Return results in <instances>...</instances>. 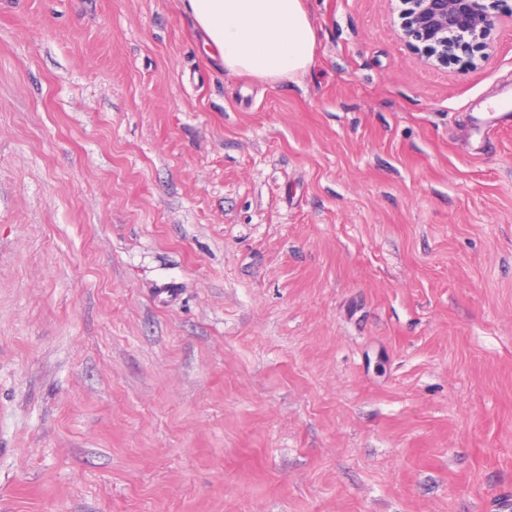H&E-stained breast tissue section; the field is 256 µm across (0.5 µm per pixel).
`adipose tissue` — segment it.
Wrapping results in <instances>:
<instances>
[{
	"label": "adipose tissue",
	"mask_w": 512,
	"mask_h": 512,
	"mask_svg": "<svg viewBox=\"0 0 512 512\" xmlns=\"http://www.w3.org/2000/svg\"><path fill=\"white\" fill-rule=\"evenodd\" d=\"M186 10L227 73L278 83L313 64L317 31L304 0H187Z\"/></svg>",
	"instance_id": "adipose-tissue-1"
}]
</instances>
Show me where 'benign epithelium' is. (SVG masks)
Listing matches in <instances>:
<instances>
[{
    "label": "benign epithelium",
    "mask_w": 512,
    "mask_h": 512,
    "mask_svg": "<svg viewBox=\"0 0 512 512\" xmlns=\"http://www.w3.org/2000/svg\"><path fill=\"white\" fill-rule=\"evenodd\" d=\"M401 36L424 61L470 67L491 51L496 24L512 22V0H401Z\"/></svg>",
    "instance_id": "obj_1"
}]
</instances>
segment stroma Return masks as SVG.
<instances>
[{
  "instance_id": "1",
  "label": "stroma",
  "mask_w": 512,
  "mask_h": 512,
  "mask_svg": "<svg viewBox=\"0 0 512 512\" xmlns=\"http://www.w3.org/2000/svg\"><path fill=\"white\" fill-rule=\"evenodd\" d=\"M305 5L270 84L184 0H0V512L512 499V26ZM510 2V5L509 3ZM401 36L424 61L434 66L485 60L496 24H512L510 0H401Z\"/></svg>"
}]
</instances>
